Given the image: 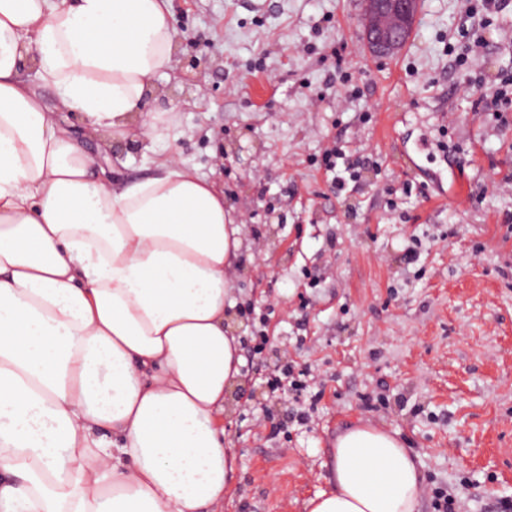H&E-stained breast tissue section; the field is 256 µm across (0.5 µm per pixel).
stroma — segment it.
I'll return each instance as SVG.
<instances>
[{"mask_svg":"<svg viewBox=\"0 0 512 512\" xmlns=\"http://www.w3.org/2000/svg\"><path fill=\"white\" fill-rule=\"evenodd\" d=\"M506 2L421 0L405 46L376 58L363 0H171L197 65L146 106L175 113L159 151L223 187L254 255L224 512H304L360 421L418 455L421 512L438 488L455 512L512 502V111L477 104L512 74Z\"/></svg>","mask_w":512,"mask_h":512,"instance_id":"1","label":"stroma"}]
</instances>
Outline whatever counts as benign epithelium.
Returning <instances> with one entry per match:
<instances>
[{
  "label": "benign epithelium",
  "mask_w": 512,
  "mask_h": 512,
  "mask_svg": "<svg viewBox=\"0 0 512 512\" xmlns=\"http://www.w3.org/2000/svg\"><path fill=\"white\" fill-rule=\"evenodd\" d=\"M417 8L418 0H366L363 22L374 54L387 56L404 45Z\"/></svg>",
  "instance_id": "7a95c632"
}]
</instances>
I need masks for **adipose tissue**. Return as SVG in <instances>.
<instances>
[{"instance_id": "1", "label": "adipose tissue", "mask_w": 512, "mask_h": 512, "mask_svg": "<svg viewBox=\"0 0 512 512\" xmlns=\"http://www.w3.org/2000/svg\"><path fill=\"white\" fill-rule=\"evenodd\" d=\"M177 45L170 0H0V512H222L232 488L244 228L179 158L118 181L83 146L155 155ZM326 482L306 512H419L415 454L370 424Z\"/></svg>"}]
</instances>
